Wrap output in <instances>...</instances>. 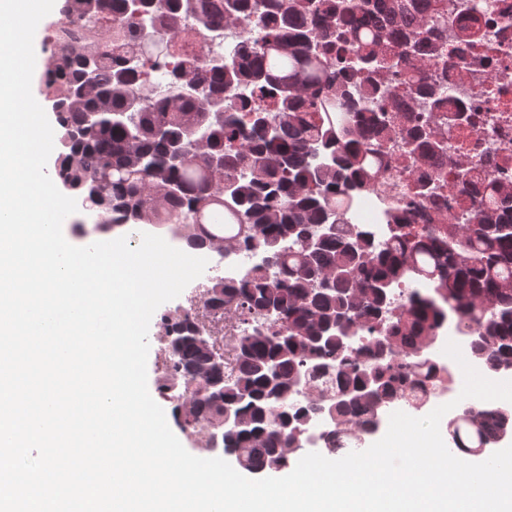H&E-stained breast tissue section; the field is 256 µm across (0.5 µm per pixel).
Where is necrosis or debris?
I'll list each match as a JSON object with an SVG mask.
<instances>
[{
  "label": "necrosis or debris",
  "instance_id": "obj_1",
  "mask_svg": "<svg viewBox=\"0 0 512 512\" xmlns=\"http://www.w3.org/2000/svg\"><path fill=\"white\" fill-rule=\"evenodd\" d=\"M512 0H489L488 9L476 20L480 38L468 49L462 75L452 77L456 99L471 116V124L454 131L451 152L469 157L478 174L512 183ZM416 167L394 172L388 186L358 200L351 221L368 226L377 240L389 233L383 211L390 198L403 197L416 177Z\"/></svg>",
  "mask_w": 512,
  "mask_h": 512
}]
</instances>
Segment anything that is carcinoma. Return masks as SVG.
I'll use <instances>...</instances> for the list:
<instances>
[{
    "label": "carcinoma",
    "mask_w": 512,
    "mask_h": 512,
    "mask_svg": "<svg viewBox=\"0 0 512 512\" xmlns=\"http://www.w3.org/2000/svg\"><path fill=\"white\" fill-rule=\"evenodd\" d=\"M450 15L448 0H64L54 22L85 30L61 48L64 86L42 76L54 178L96 212L95 229L150 225L191 249L227 240L260 257L207 285L194 316L162 325L167 370L190 383L191 407L170 398L176 426L210 434L232 407L224 455L252 475L287 470L311 437L332 455L342 437L361 449L392 405L420 411L449 391L457 374L425 355L449 323L472 364L512 376V184L457 163L458 222L443 210L410 224L397 204L384 242L345 227L411 161L422 173L406 197L448 207L432 164H447L448 133L467 120L448 70L476 35ZM186 17L243 35L173 65ZM144 62L163 79L157 100L138 91ZM389 80L431 116L410 117L414 101H393ZM394 137L404 152L390 151ZM224 312L238 332L214 364L195 332ZM320 370L334 386L315 384ZM446 431L473 456L512 434V408L468 400Z\"/></svg>",
    "instance_id": "obj_1"
}]
</instances>
